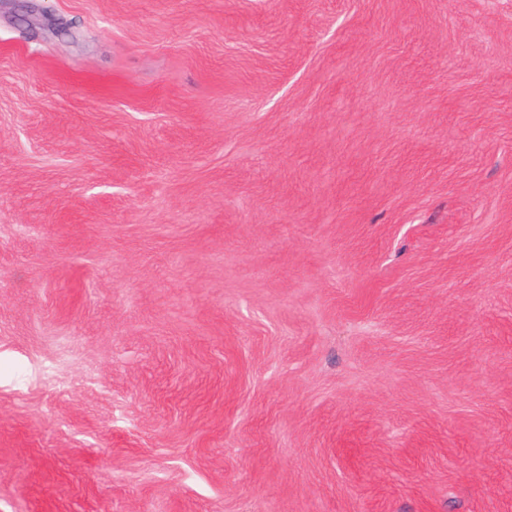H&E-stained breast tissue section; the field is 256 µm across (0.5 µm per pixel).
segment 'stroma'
Here are the masks:
<instances>
[{
  "mask_svg": "<svg viewBox=\"0 0 512 512\" xmlns=\"http://www.w3.org/2000/svg\"><path fill=\"white\" fill-rule=\"evenodd\" d=\"M0 512H512V0H0Z\"/></svg>",
  "mask_w": 512,
  "mask_h": 512,
  "instance_id": "1",
  "label": "stroma"
}]
</instances>
